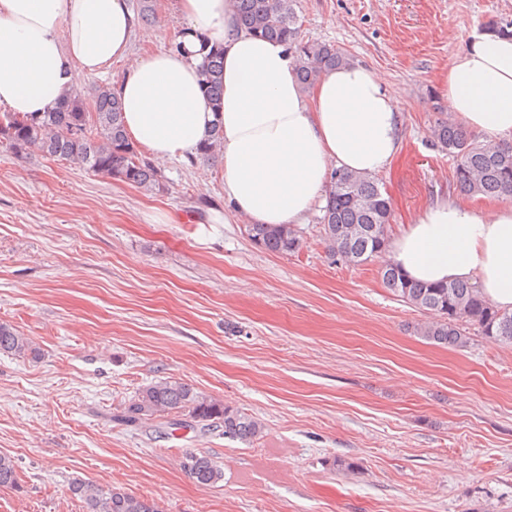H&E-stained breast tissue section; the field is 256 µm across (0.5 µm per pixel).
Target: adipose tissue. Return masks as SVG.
<instances>
[{"label":"adipose tissue","mask_w":512,"mask_h":512,"mask_svg":"<svg viewBox=\"0 0 512 512\" xmlns=\"http://www.w3.org/2000/svg\"><path fill=\"white\" fill-rule=\"evenodd\" d=\"M191 34L182 50L130 58L129 0H0V107L49 111L77 73L129 66L116 87L126 131L160 162L196 152L222 120L224 194L255 224H298L332 169L373 176L400 149L401 117L384 74L351 63L303 91L285 44L239 27L230 0H178ZM224 48V99L214 116L199 84V39ZM449 117L497 144L512 140V36H473L439 78ZM386 258L428 284L475 283L512 311V205L460 201L422 210Z\"/></svg>","instance_id":"adipose-tissue-1"}]
</instances>
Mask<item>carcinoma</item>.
<instances>
[{"label":"carcinoma","mask_w":512,"mask_h":512,"mask_svg":"<svg viewBox=\"0 0 512 512\" xmlns=\"http://www.w3.org/2000/svg\"><path fill=\"white\" fill-rule=\"evenodd\" d=\"M295 0H234L242 29L275 39L287 46L296 76L308 90L326 71L352 62L335 46L305 41ZM199 79L207 104L220 112L224 92V48L210 46L199 65ZM436 145L457 158L454 177L457 188L472 197L500 198L512 195V143L497 145L478 141L467 129L449 120H438L433 128ZM0 139L15 150H37L98 174L146 189L160 185L161 175L138 157L126 133L122 102L110 86L94 90V111L86 110L81 95H64L55 109L40 116L0 113ZM224 132L215 122L211 134L196 151L202 162L217 158ZM391 204L379 182L368 176L334 171L323 207L321 224L332 254L341 261L361 266L380 257L387 244ZM251 241L272 254L297 252L302 244L293 224H250ZM382 282L400 301L430 314L418 325L417 335L429 344L464 347L474 327L479 334L512 346V312L487 304L475 286L460 281L430 285L408 279L386 264ZM0 353L17 357L37 356L29 338L7 322L0 323ZM187 413L195 422L224 428V437L253 442L264 432L263 423L238 409L226 407L192 385L178 380H159L143 387L127 408L125 420L136 423L156 415ZM184 471L201 486L224 479V471L210 457L187 453ZM19 484L16 461L0 455V488ZM72 496L84 512H159L155 502L123 490L90 481H75Z\"/></svg>","instance_id":"cac0c4a2"}]
</instances>
